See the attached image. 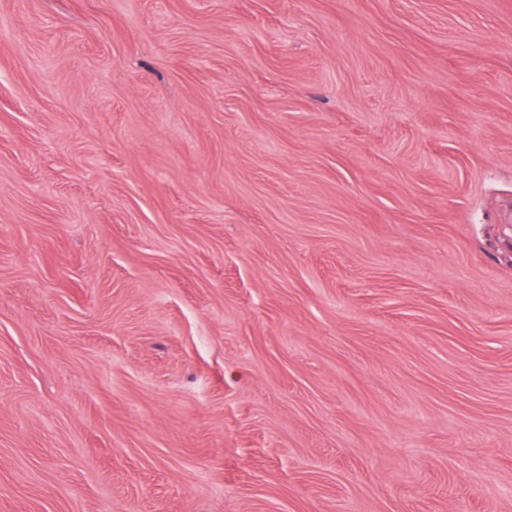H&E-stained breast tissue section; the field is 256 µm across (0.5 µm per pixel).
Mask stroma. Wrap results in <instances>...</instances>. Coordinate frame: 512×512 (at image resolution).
Segmentation results:
<instances>
[{
    "label": "stroma",
    "mask_w": 512,
    "mask_h": 512,
    "mask_svg": "<svg viewBox=\"0 0 512 512\" xmlns=\"http://www.w3.org/2000/svg\"><path fill=\"white\" fill-rule=\"evenodd\" d=\"M0 512H512V0H0Z\"/></svg>",
    "instance_id": "1"
}]
</instances>
